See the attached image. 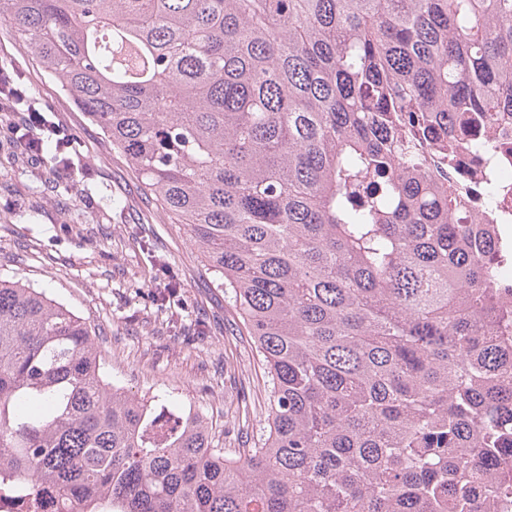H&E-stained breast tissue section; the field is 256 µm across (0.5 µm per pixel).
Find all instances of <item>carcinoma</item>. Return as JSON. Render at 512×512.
Masks as SVG:
<instances>
[{
  "instance_id": "carcinoma-1",
  "label": "carcinoma",
  "mask_w": 512,
  "mask_h": 512,
  "mask_svg": "<svg viewBox=\"0 0 512 512\" xmlns=\"http://www.w3.org/2000/svg\"><path fill=\"white\" fill-rule=\"evenodd\" d=\"M221 279L271 387L233 457L0 278V473L67 512H499L512 489V0H0Z\"/></svg>"
}]
</instances>
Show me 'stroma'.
<instances>
[{
  "mask_svg": "<svg viewBox=\"0 0 512 512\" xmlns=\"http://www.w3.org/2000/svg\"><path fill=\"white\" fill-rule=\"evenodd\" d=\"M0 66L15 70L73 135L70 161L84 170L71 181L34 168L0 123V276L45 290L86 322L109 382L147 398L172 392L202 417L212 447H253L267 423L270 388L184 226L144 191L3 20ZM170 276L180 293L165 308L156 294Z\"/></svg>",
  "mask_w": 512,
  "mask_h": 512,
  "instance_id": "1",
  "label": "stroma"
}]
</instances>
